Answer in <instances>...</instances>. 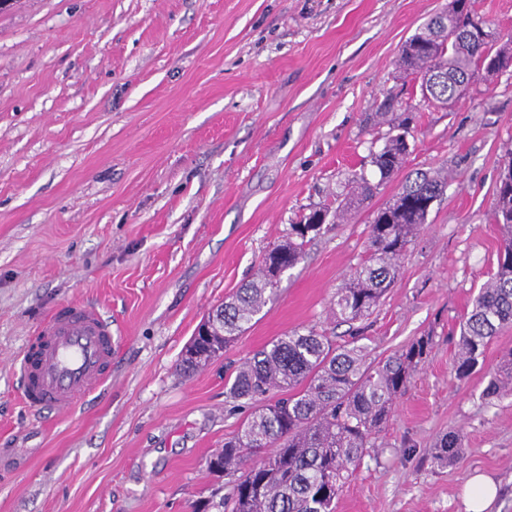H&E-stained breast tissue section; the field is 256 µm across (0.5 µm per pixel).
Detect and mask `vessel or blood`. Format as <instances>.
Returning a JSON list of instances; mask_svg holds the SVG:
<instances>
[{"label":"vessel or blood","mask_w":512,"mask_h":512,"mask_svg":"<svg viewBox=\"0 0 512 512\" xmlns=\"http://www.w3.org/2000/svg\"><path fill=\"white\" fill-rule=\"evenodd\" d=\"M121 342L111 321L90 305L77 302L54 310L19 359L22 401L33 410H73L106 384L112 351Z\"/></svg>","instance_id":"1"}]
</instances>
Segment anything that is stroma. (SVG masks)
Segmentation results:
<instances>
[{"label": "stroma", "instance_id": "1", "mask_svg": "<svg viewBox=\"0 0 512 512\" xmlns=\"http://www.w3.org/2000/svg\"><path fill=\"white\" fill-rule=\"evenodd\" d=\"M448 0H20L0 13V512H193L224 492L205 459L248 414L227 393L244 358L294 329L383 358L434 347L398 398L336 512H465L482 474L512 512V397L452 374L458 323L496 267L491 219L512 153V75L412 113L410 152L380 181L388 136L367 123L407 101L402 44ZM444 195L365 320L332 298L367 226L406 178ZM362 174L377 189L323 225L271 304L223 356L183 377L208 313L251 280L299 215ZM81 301L125 337L112 376L69 414L28 409L13 360L56 307ZM456 429L463 455L440 467ZM461 440L459 435L454 431H448L443 435L434 446L433 461L436 464L447 465L455 462L460 458Z\"/></svg>", "mask_w": 512, "mask_h": 512}]
</instances>
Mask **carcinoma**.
Masks as SVG:
<instances>
[{
  "label": "carcinoma",
  "instance_id": "1",
  "mask_svg": "<svg viewBox=\"0 0 512 512\" xmlns=\"http://www.w3.org/2000/svg\"><path fill=\"white\" fill-rule=\"evenodd\" d=\"M396 68L416 80L431 73L437 80L418 85L420 102L446 104L456 99L464 83L499 75L512 68V34L478 15L474 0H449L401 47ZM391 97L374 112L376 125L389 126L383 148L372 153L380 179L400 171L409 147L397 131L409 127L405 113L417 109ZM448 179L416 173L406 178L391 200L379 207L368 225L365 259L336 289L333 315L343 322L368 317L398 277L406 247L426 223ZM364 177L340 193L334 213L318 207L290 225L288 237L263 258L258 274L216 306L224 319V335L194 337L179 369L187 376L224 353L248 329L274 295L281 275L305 257L304 246L327 220L340 224L373 194ZM502 231L497 267L481 286L471 309L459 322L453 370L465 378L483 370L480 359L498 330L512 325V157L504 165L495 189L492 211ZM433 348V337L420 336L381 360H369L364 345L338 346L323 332L294 330L245 358L235 369L229 396L252 405L237 433L206 460L209 474L233 479L229 500L215 507L230 512H335L339 489L374 447V440L393 413L414 374ZM482 399L490 403L512 395V351L484 374ZM461 440L448 431L434 446L433 461L448 464L460 458Z\"/></svg>",
  "mask_w": 512,
  "mask_h": 512
}]
</instances>
